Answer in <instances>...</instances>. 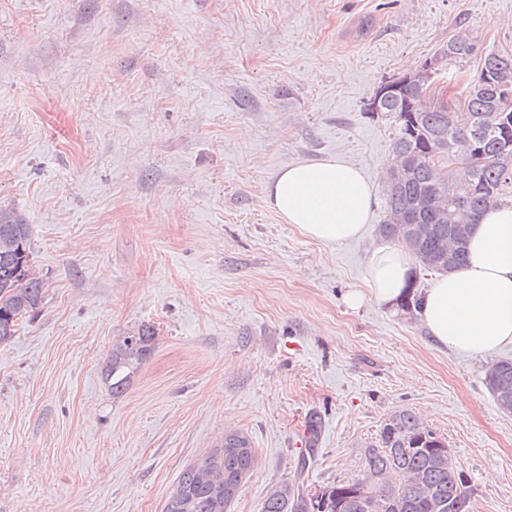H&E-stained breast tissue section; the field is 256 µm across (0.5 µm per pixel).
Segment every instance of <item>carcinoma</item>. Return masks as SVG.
<instances>
[{
	"instance_id": "cac0c4a2",
	"label": "carcinoma",
	"mask_w": 512,
	"mask_h": 512,
	"mask_svg": "<svg viewBox=\"0 0 512 512\" xmlns=\"http://www.w3.org/2000/svg\"><path fill=\"white\" fill-rule=\"evenodd\" d=\"M473 55L475 44L459 35L434 61L451 64ZM504 81L512 84V55L490 52L459 112L430 103L409 74L394 79L397 93L366 104L371 113L395 118L393 160L410 169L405 179L387 183L380 234L435 273L463 267L471 226L499 204L512 183V130L504 132L496 121L498 85ZM459 194L467 197L462 212L455 205ZM31 235L22 214L0 206V345L44 298L43 281L32 266ZM154 348L155 331L146 325L112 345L105 368L112 396L126 391ZM484 382L497 407L512 401V359L491 363ZM254 465L252 451L209 454L183 470L164 512H228L235 496L225 492L224 474L244 479ZM473 494L446 439L405 410L386 420L360 477L324 488L317 501L300 481L282 484L263 512H473Z\"/></svg>"
}]
</instances>
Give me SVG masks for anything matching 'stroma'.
Returning <instances> with one entry per match:
<instances>
[{"mask_svg":"<svg viewBox=\"0 0 512 512\" xmlns=\"http://www.w3.org/2000/svg\"><path fill=\"white\" fill-rule=\"evenodd\" d=\"M466 33L441 67L456 109L482 54H512V0H0V205L32 226L44 283L0 345V512H163L182 471L248 436L230 512L357 478L394 413L448 442L474 512H512V414L493 358L434 346L401 306L345 298L384 245L386 80ZM342 158L376 186L360 241L283 223L262 186ZM155 350L113 397L104 367L140 326ZM318 413L317 448L301 443ZM484 382L496 406L509 399L512 405V359L492 362L485 371Z\"/></svg>","mask_w":512,"mask_h":512,"instance_id":"35a3bbf8","label":"stroma"}]
</instances>
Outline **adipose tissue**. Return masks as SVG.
Here are the masks:
<instances>
[{"mask_svg":"<svg viewBox=\"0 0 512 512\" xmlns=\"http://www.w3.org/2000/svg\"><path fill=\"white\" fill-rule=\"evenodd\" d=\"M262 192L283 223L323 243L360 240L372 218L373 183L341 158L291 163ZM367 272L368 294H349V304L358 306L367 296L393 304L410 280L408 254L397 246L374 249ZM418 314L436 346L463 357L512 345V204L491 208L473 226L465 266L421 292Z\"/></svg>","mask_w":512,"mask_h":512,"instance_id":"adipose-tissue-1","label":"adipose tissue"}]
</instances>
